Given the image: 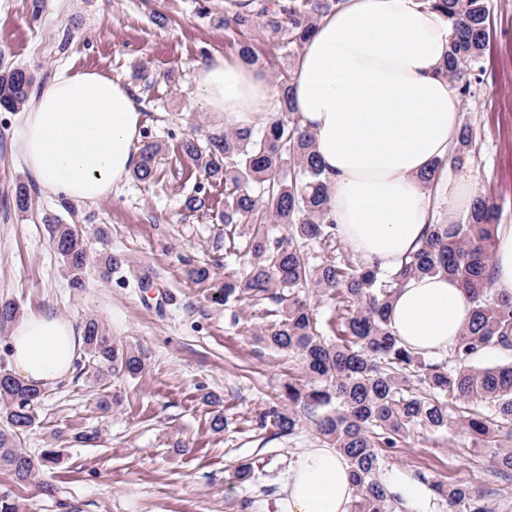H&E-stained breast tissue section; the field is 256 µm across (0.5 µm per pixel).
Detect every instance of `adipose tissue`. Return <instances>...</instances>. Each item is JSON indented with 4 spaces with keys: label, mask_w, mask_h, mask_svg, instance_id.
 Masks as SVG:
<instances>
[{
    "label": "adipose tissue",
    "mask_w": 512,
    "mask_h": 512,
    "mask_svg": "<svg viewBox=\"0 0 512 512\" xmlns=\"http://www.w3.org/2000/svg\"><path fill=\"white\" fill-rule=\"evenodd\" d=\"M451 26L420 0H347L322 19L299 56L292 101L329 179L332 212L363 262L385 269L413 252L446 199L443 223H455L475 197L465 180L425 186L420 176L448 157L460 126L459 99L440 70ZM199 104L246 127L278 112L280 95L259 70L215 55L198 64ZM140 113L128 86L90 70L62 67L38 92L15 132L26 170L56 196L108 198L137 164ZM471 304L442 276L411 279L398 293L394 332L416 351L453 350ZM82 331L51 313L16 321L9 338L14 373L44 387L69 378ZM287 512H350L357 489L332 448L293 459Z\"/></svg>",
    "instance_id": "1"
}]
</instances>
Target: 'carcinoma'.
Segmentation results:
<instances>
[{
    "label": "carcinoma",
    "mask_w": 512,
    "mask_h": 512,
    "mask_svg": "<svg viewBox=\"0 0 512 512\" xmlns=\"http://www.w3.org/2000/svg\"><path fill=\"white\" fill-rule=\"evenodd\" d=\"M212 0H195L196 13L224 26L237 57L250 66H265L249 39L256 25L263 37L295 61L317 24L347 0H252L253 10L228 0L224 14ZM450 21L448 62L441 75L457 95L471 94L480 81L475 73L490 41L486 0H419ZM294 65L275 74L281 110L264 124L214 131L200 146L193 138L180 143L181 154L209 179L224 182V253L243 260V270L224 277L209 289L210 301L228 305L247 300L262 307L258 339L277 352L296 356L306 380L283 384L285 403L265 412L279 436L295 434L301 418L310 420L322 445L346 460L358 488L350 512H395L400 496L384 478L387 449L398 448L411 435H435L459 427L476 448L489 449L493 469L512 474V360L493 366L476 362L494 349L512 354V297L498 296L491 258L497 245L500 209L482 195L463 224H432L419 247L395 272L369 267L344 247L331 211L327 178L316 159L313 135L302 128L290 98ZM34 88L24 68L0 70V112H19ZM160 147L140 149L133 176L154 180ZM472 152V131H460L453 163L462 166ZM13 205L20 212L31 206L28 186H14ZM55 252L71 274V287H85L90 262L83 235L56 217H47ZM283 231L270 233L268 225ZM100 273L109 277L122 266L116 255L99 256ZM446 275L460 285L472 303L471 319L450 352L449 360L425 356L400 340L390 325L393 300L410 278ZM334 305V316L321 323L310 298ZM87 375L104 389L99 406L121 401L107 392L110 377L131 378L145 367L139 351L112 339L103 322L89 316L83 323ZM44 391L0 367V470L16 483L31 482L56 461L58 451L45 449L38 457L21 447L24 436L41 423ZM460 400H475L491 408L458 415ZM434 496L448 512H495L484 492L463 482L433 481L424 476Z\"/></svg>",
    "instance_id": "obj_1"
}]
</instances>
